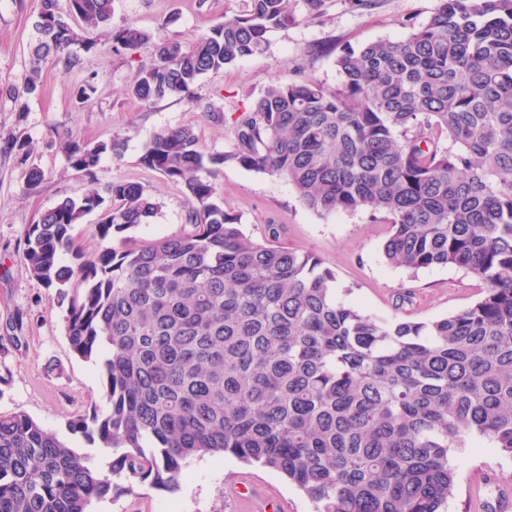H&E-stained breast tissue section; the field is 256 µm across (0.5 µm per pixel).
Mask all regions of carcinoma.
Masks as SVG:
<instances>
[{"label": "carcinoma", "instance_id": "1", "mask_svg": "<svg viewBox=\"0 0 512 512\" xmlns=\"http://www.w3.org/2000/svg\"><path fill=\"white\" fill-rule=\"evenodd\" d=\"M296 0H249L194 44L112 27V0H39L30 67L14 99L40 92L41 68H79L109 29L116 51L155 48L128 94L144 105L193 100L198 79L260 54L296 20ZM341 82L272 85L239 118L227 153L186 125L151 135L140 162L181 185L187 229L137 240L160 202L143 186L64 197L26 232L22 260L72 301L73 353H104L106 407L71 431L97 436L109 473L23 413L0 414V512H88L142 484L175 492L206 456L283 475L313 512H440L457 480L454 454L512 456V0H437L398 39L343 47ZM96 93L90 73L77 88ZM116 134L69 139L70 167L95 179ZM0 152L25 165L30 142ZM281 177L320 214L367 211L389 225L385 260L411 273L453 266L484 284L472 305L428 322L379 320L336 298V275L312 254L257 242L224 209V163ZM124 247L85 256L74 225ZM74 262L66 265L62 255Z\"/></svg>", "mask_w": 512, "mask_h": 512}]
</instances>
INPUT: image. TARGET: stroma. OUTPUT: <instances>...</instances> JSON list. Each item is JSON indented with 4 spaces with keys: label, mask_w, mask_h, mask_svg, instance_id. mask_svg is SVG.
Instances as JSON below:
<instances>
[{
    "label": "stroma",
    "mask_w": 512,
    "mask_h": 512,
    "mask_svg": "<svg viewBox=\"0 0 512 512\" xmlns=\"http://www.w3.org/2000/svg\"><path fill=\"white\" fill-rule=\"evenodd\" d=\"M38 0H0V140L19 134L32 141L30 164L45 173L29 189L16 159L0 153V413H23L54 431L85 454L91 467L107 471L112 461L98 444L72 433V420L103 407L99 358L75 355L67 341V317L75 287L65 294L45 288L24 268L20 255L29 224L64 197L90 189L105 190L117 181L141 184L161 204L150 223L134 230L136 239L183 231L190 204L182 187L140 163L144 142L155 132L194 126L206 151L228 152L239 116L268 86L313 78L333 87L340 81L335 59L344 46L355 48L379 39L406 35L410 24L425 21L437 0H322L317 12L298 5L297 19L269 32L263 53L248 56L217 73L199 78L194 96L224 111L221 121L208 119L190 101L163 98L143 105L127 87L150 48L113 52L100 40L80 70L47 63L38 97L18 104L7 90L21 85L29 66L32 19ZM248 0H113L112 24H131L167 41L188 45L225 16L244 13ZM96 73L97 92L80 104L77 86ZM126 139L122 160L104 158L95 182L68 164L62 144L67 138L93 144L112 135ZM227 209L236 213L246 235L264 241L268 225L279 227L281 246L322 258L336 273L337 297L367 314L389 320L402 317L427 322L473 304L482 283L452 267L417 273L390 267L383 258L388 225L372 222L365 211L321 216L306 208L283 178L225 163L216 181ZM459 485L445 512H466L465 491L483 472L512 485V457L486 448H465L456 455ZM235 459L192 461L176 493L141 485L133 493H111L92 500L89 512H225L224 480L243 471Z\"/></svg>",
    "instance_id": "35a3bbf8"
}]
</instances>
